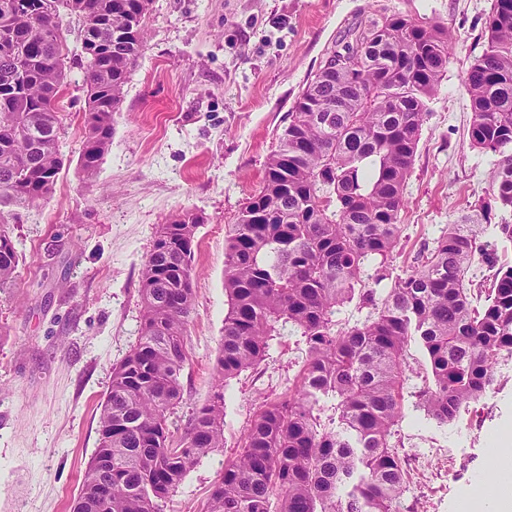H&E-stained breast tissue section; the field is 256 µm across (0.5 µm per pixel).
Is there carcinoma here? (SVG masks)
Here are the masks:
<instances>
[{"label": "carcinoma", "mask_w": 512, "mask_h": 512, "mask_svg": "<svg viewBox=\"0 0 512 512\" xmlns=\"http://www.w3.org/2000/svg\"><path fill=\"white\" fill-rule=\"evenodd\" d=\"M9 2L0 0V206L29 208L51 197L64 165L58 98L68 56L63 41L31 36L32 16L55 27L64 10L82 22L80 168L90 180L112 143L151 0ZM485 37L463 85L468 144L497 156L493 202L448 225L379 301L365 266L395 247L427 102L453 46L445 26L397 12L360 21L333 45L225 239L214 393L176 445L167 414L182 398L205 217L183 211L158 225L139 274L140 339L113 369L73 512H162L200 460L224 447V381L258 364L286 325L307 346L299 388L259 409L203 512H399L407 470L391 439L403 416L408 343L419 338L433 377L415 397L441 424L482 398L494 361L512 352V263L498 262L485 240L512 244V0H494ZM479 262L493 274L478 308L467 275ZM18 265L0 215V291ZM356 296L375 306L374 317L338 327L336 312ZM326 407L333 417L324 421Z\"/></svg>", "instance_id": "1"}]
</instances>
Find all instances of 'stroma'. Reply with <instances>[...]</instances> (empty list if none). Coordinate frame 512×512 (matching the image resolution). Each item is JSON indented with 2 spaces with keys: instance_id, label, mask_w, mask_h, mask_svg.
I'll use <instances>...</instances> for the list:
<instances>
[{
  "instance_id": "stroma-1",
  "label": "stroma",
  "mask_w": 512,
  "mask_h": 512,
  "mask_svg": "<svg viewBox=\"0 0 512 512\" xmlns=\"http://www.w3.org/2000/svg\"><path fill=\"white\" fill-rule=\"evenodd\" d=\"M492 0H152L146 43L113 116L94 182L78 168L83 73L68 63L58 101L64 165L50 200L14 209L21 255L0 291V512H71L98 443L112 370L140 331L138 273L159 224L204 216L194 259L183 398L169 417L183 435L214 392L224 314V242L308 78L362 16L401 12L450 30L454 50L428 104L405 186L401 232L378 296L428 254L448 225L492 194L495 157L470 149L463 76L485 48ZM302 336L283 330L254 368L224 385V446L202 459L162 505L201 512L236 458L259 407L298 388ZM404 411L391 443L407 466L401 512H460L465 492L492 485L491 439L512 426V354L500 355L483 398L440 424L417 406L432 379L419 342L406 354Z\"/></svg>"
}]
</instances>
